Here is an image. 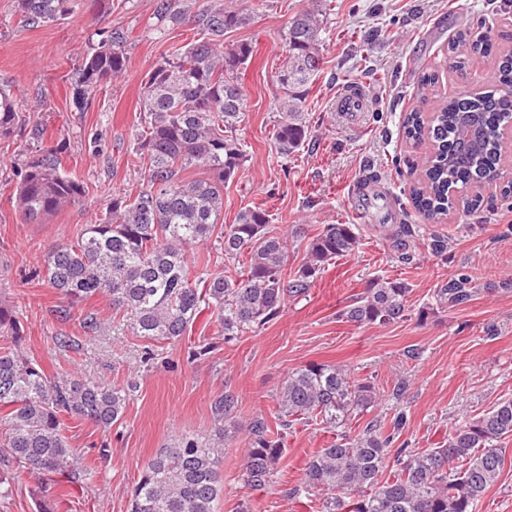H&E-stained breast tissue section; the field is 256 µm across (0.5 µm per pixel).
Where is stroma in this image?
Instances as JSON below:
<instances>
[{
    "label": "stroma",
    "instance_id": "1",
    "mask_svg": "<svg viewBox=\"0 0 512 512\" xmlns=\"http://www.w3.org/2000/svg\"><path fill=\"white\" fill-rule=\"evenodd\" d=\"M315 2L322 9L324 49L304 104L310 136L286 157L273 140L282 95L276 73L289 20ZM157 3L123 0L115 8L110 0H73L65 20L31 27L15 0H0V81L14 89L25 124L22 137L0 141V186L16 188L25 157L50 147L65 173L86 188L82 202L42 224L21 223L0 193V301L24 325V354L47 373L76 374L106 391L133 387L110 430L67 420L64 434L93 473L53 498L51 512H128L143 466L185 434L224 445V494L215 512H320L318 497L295 498L290 490L305 458L333 438L321 425L294 424L284 435L272 483L256 491L243 485L249 426L258 418L276 425V396L292 370L313 362L342 364L370 378L380 403L349 421V430L387 428L401 414L406 425L400 439L413 448L440 446L467 419L512 398V197L503 196L501 183H486L476 189L478 208L424 219L409 189L428 148L406 143L402 128L407 112H425L437 100L489 86L498 59L512 52V0H172L184 15L179 22ZM219 8L247 10L250 24L226 40H245L254 49L239 78L246 117L236 135L248 157L224 187L225 223L261 204L273 232L303 225L305 236L288 241L290 273L323 225H357L361 244L326 266L305 296L288 298L274 320L229 342L208 311L172 342L133 335L122 325L86 334L84 315L111 318L108 303L76 307L61 320L58 295L34 272L48 244L76 238L112 196L133 197L146 188L143 172L131 163L145 78L196 33L199 14ZM116 28L128 34L126 73L104 83L89 104L78 103V65ZM465 30L488 35L492 48L460 69L448 45ZM426 74L436 75L437 83L422 85ZM349 87L365 97L362 112L353 116L334 109ZM404 224L412 225L413 236L400 235ZM437 237L447 241L445 252L432 249ZM462 274L473 280L474 296L438 306L439 288ZM379 276L408 283V317L383 326L347 322L341 310ZM61 334L72 346H58ZM206 343L213 351L199 354ZM225 392L237 405L220 418L211 403ZM104 442L111 448L105 460L98 453ZM502 450L501 479L476 512H512V438L503 440Z\"/></svg>",
    "mask_w": 512,
    "mask_h": 512
}]
</instances>
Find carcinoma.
I'll use <instances>...</instances> for the list:
<instances>
[{"mask_svg":"<svg viewBox=\"0 0 512 512\" xmlns=\"http://www.w3.org/2000/svg\"><path fill=\"white\" fill-rule=\"evenodd\" d=\"M71 0H17L27 25L64 19ZM201 37L163 57L143 87L144 126L138 160L149 188L133 200L115 195L98 220L70 242L44 248L42 277L59 295V317L96 299L129 320L133 333L146 339L177 340L205 309L216 314L224 339L242 336L272 321L286 298L306 294L325 266L359 246L354 224H326L311 237L303 264L285 277L288 237L269 230L261 206L240 211L226 224L224 185L247 161L245 144L233 132L244 121L246 103L239 70L251 60V44H224V35L243 28L251 16L241 10L202 13ZM322 21L315 8L288 22L286 54L277 72L283 96L276 105L273 139L288 156L309 136L303 103L320 67ZM127 34L119 29L91 48L79 67L76 98L88 101L101 83L122 76L128 66ZM466 47V55L486 54L487 36L458 35L448 46ZM497 88L459 94L442 101L426 119L406 115V141H428L434 155L410 190L415 209L439 219L462 204L477 208L480 199L464 195L470 186L499 177L504 134L512 122V57L500 59ZM22 135L17 98L0 85V140ZM86 194L84 186L61 170L57 152L47 148L29 157L11 196L23 224H42ZM229 259L245 257L236 275H191L188 248L212 241ZM472 279L448 280L437 305L460 304L471 297ZM409 287L388 277L372 279L341 316L357 325H387L408 317ZM25 329L17 313L0 302V500L13 493L10 468L17 465L50 496L43 477L56 474L70 484L89 475L81 451L63 435V418L109 429L121 420L129 393L102 391L79 376L47 375L22 352ZM379 393L367 378H356L337 365L309 363L290 372L278 392V420L288 429L296 422H321L332 428L377 405ZM234 395L224 393L212 405L218 416L230 414ZM398 416L385 434L366 426L356 435L342 432L314 452L302 468L291 495L321 493L322 512H474L482 496L501 476V441L512 437V399L458 427L437 448H399L390 454ZM283 435L263 419L249 429L243 464L244 485L259 490L272 482L283 455ZM224 449L216 442L182 437L142 469L130 497V512H214L224 490L220 469Z\"/></svg>","mask_w":512,"mask_h":512,"instance_id":"obj_1","label":"carcinoma"}]
</instances>
